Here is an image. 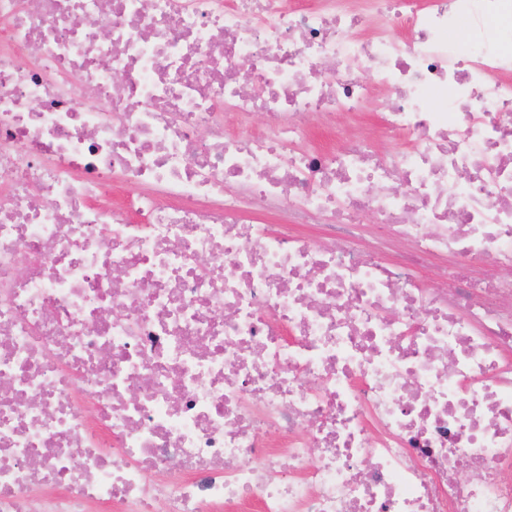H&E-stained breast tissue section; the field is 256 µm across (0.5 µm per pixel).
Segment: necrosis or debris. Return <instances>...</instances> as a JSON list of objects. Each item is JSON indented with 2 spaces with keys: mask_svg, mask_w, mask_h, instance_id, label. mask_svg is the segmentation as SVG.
I'll return each mask as SVG.
<instances>
[{
  "mask_svg": "<svg viewBox=\"0 0 512 512\" xmlns=\"http://www.w3.org/2000/svg\"><path fill=\"white\" fill-rule=\"evenodd\" d=\"M500 269L512 0H0V512H512Z\"/></svg>",
  "mask_w": 512,
  "mask_h": 512,
  "instance_id": "1",
  "label": "necrosis or debris"
}]
</instances>
